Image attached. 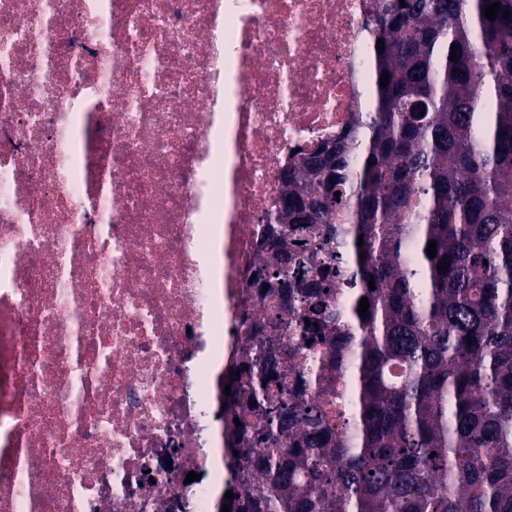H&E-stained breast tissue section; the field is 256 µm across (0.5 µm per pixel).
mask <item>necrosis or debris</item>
Segmentation results:
<instances>
[{"instance_id":"necrosis-or-debris-1","label":"necrosis or debris","mask_w":512,"mask_h":512,"mask_svg":"<svg viewBox=\"0 0 512 512\" xmlns=\"http://www.w3.org/2000/svg\"><path fill=\"white\" fill-rule=\"evenodd\" d=\"M375 9L0 0V512H218L213 428L256 421L229 373L269 337L311 366L272 325L297 305L262 289L267 229L368 105Z\"/></svg>"}]
</instances>
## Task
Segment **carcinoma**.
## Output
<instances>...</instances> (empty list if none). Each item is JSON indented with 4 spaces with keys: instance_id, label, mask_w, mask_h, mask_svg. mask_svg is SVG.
<instances>
[{
    "instance_id": "carcinoma-1",
    "label": "carcinoma",
    "mask_w": 512,
    "mask_h": 512,
    "mask_svg": "<svg viewBox=\"0 0 512 512\" xmlns=\"http://www.w3.org/2000/svg\"><path fill=\"white\" fill-rule=\"evenodd\" d=\"M374 22L367 110L284 172L268 288L319 367L252 348L265 489L232 512H512V0H377Z\"/></svg>"
}]
</instances>
